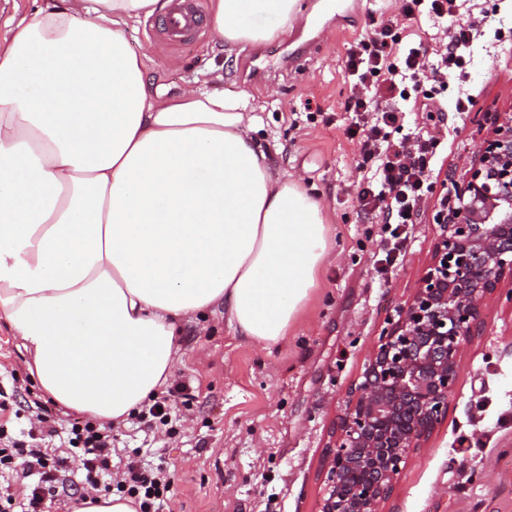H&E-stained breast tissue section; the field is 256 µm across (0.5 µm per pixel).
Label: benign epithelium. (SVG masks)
Segmentation results:
<instances>
[{"instance_id":"1","label":"benign epithelium","mask_w":512,"mask_h":512,"mask_svg":"<svg viewBox=\"0 0 512 512\" xmlns=\"http://www.w3.org/2000/svg\"><path fill=\"white\" fill-rule=\"evenodd\" d=\"M450 179L419 287L387 319L351 389L323 464L319 512H382L393 484L448 415L466 340L486 302L512 303V110L496 112L487 136Z\"/></svg>"}]
</instances>
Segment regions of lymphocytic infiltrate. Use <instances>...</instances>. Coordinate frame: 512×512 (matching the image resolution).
Listing matches in <instances>:
<instances>
[{
    "mask_svg": "<svg viewBox=\"0 0 512 512\" xmlns=\"http://www.w3.org/2000/svg\"><path fill=\"white\" fill-rule=\"evenodd\" d=\"M467 0H402L401 14L411 19L427 8L439 23L448 24L452 36L443 50L429 52L425 45L398 49L393 22L380 24L372 35L347 52L350 96L346 109L353 112L350 133L360 135L366 169L357 188L361 210L375 212L385 223H414L418 204L430 184L427 158L441 144V131L409 132L392 137L389 129L399 120V101L432 100L434 87L443 85L448 72H462L464 53L479 36L478 26L465 20ZM39 434L31 444L7 437L0 430V470L14 474L26 512H42L45 499L69 495L74 485L84 493L119 490L131 499L136 512H164L171 479L163 471L128 458L121 481L112 479V429L89 420L57 421L39 407ZM82 464L79 480H71L70 460Z\"/></svg>",
    "mask_w": 512,
    "mask_h": 512,
    "instance_id": "obj_1",
    "label": "lymphocytic infiltrate"
}]
</instances>
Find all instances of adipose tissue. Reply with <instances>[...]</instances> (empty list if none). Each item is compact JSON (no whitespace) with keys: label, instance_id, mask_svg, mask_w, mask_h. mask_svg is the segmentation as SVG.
<instances>
[{"label":"adipose tissue","instance_id":"1","mask_svg":"<svg viewBox=\"0 0 512 512\" xmlns=\"http://www.w3.org/2000/svg\"><path fill=\"white\" fill-rule=\"evenodd\" d=\"M166 0H62L0 40V320L59 406L115 426L170 376L185 319L223 306L273 344L328 253L319 202L276 176L259 118L207 86L151 90L126 27ZM298 0H211L223 42Z\"/></svg>","mask_w":512,"mask_h":512}]
</instances>
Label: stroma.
I'll return each instance as SVG.
<instances>
[{
	"instance_id": "stroma-1",
	"label": "stroma",
	"mask_w": 512,
	"mask_h": 512,
	"mask_svg": "<svg viewBox=\"0 0 512 512\" xmlns=\"http://www.w3.org/2000/svg\"><path fill=\"white\" fill-rule=\"evenodd\" d=\"M308 28L268 41L229 46L209 33L160 54L158 16L130 23V48L143 55L152 85L178 92L197 79L242 95L261 119L257 140L271 167L312 189L330 224L331 246L317 287L287 336L246 340L223 312L190 318L177 338V417L156 430L123 426L117 448L139 453L173 478L167 512H319L323 458L334 443L351 389L389 315L413 293L438 230L434 216L447 176L462 177L474 152L480 112L512 108V0H470L485 34L467 49L464 82L449 79L434 112H410L407 124L447 132V148L428 165L429 192L404 248L392 263L381 218L356 200L361 144L348 132L350 45L393 20L402 46L430 42L426 16L407 21L400 0H359L349 25L329 24L320 0H300ZM471 103L459 112L460 94ZM17 369L10 378L9 369ZM0 391L11 404L7 429L19 434L44 394L27 357L0 324ZM385 512H512V305L491 300L469 338L448 415L402 470Z\"/></svg>"
}]
</instances>
